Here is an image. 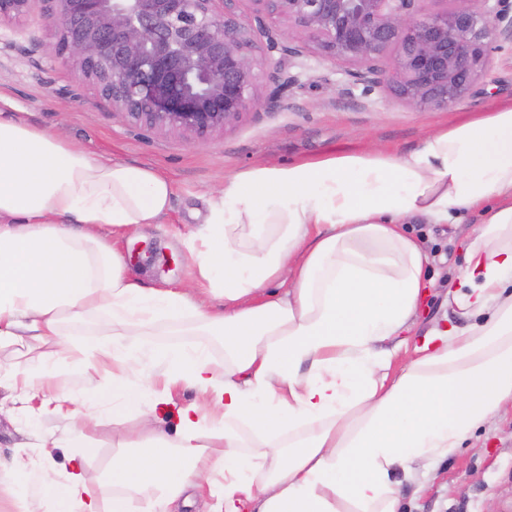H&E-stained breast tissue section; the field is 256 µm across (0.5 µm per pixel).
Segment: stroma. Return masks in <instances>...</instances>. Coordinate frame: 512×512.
<instances>
[{
  "label": "stroma",
  "instance_id": "1",
  "mask_svg": "<svg viewBox=\"0 0 512 512\" xmlns=\"http://www.w3.org/2000/svg\"><path fill=\"white\" fill-rule=\"evenodd\" d=\"M54 41L39 17L14 28L0 29V111L41 129L65 135L96 157L149 164L173 184L171 208L162 222L115 233L113 240L131 274L142 276L150 288L188 287L192 264L183 243L186 228L200 223L203 197L222 188L228 173L256 164H291L329 153L362 152L377 148L408 153L424 137L444 126L475 118L500 102L512 101V52L496 53L488 71L469 97L445 110L410 107L389 90L363 95L345 65L304 53L289 69L297 81L280 89L272 68H264L258 94L275 98L274 109L257 107L234 127L192 143L173 133H154L129 125L111 104L68 66L53 58ZM482 216L461 214L455 224H411L407 230L430 256L427 294L404 338L421 344L436 327L460 324L448 304V284L463 262L465 242L474 237ZM137 344L206 346L223 362L218 337L202 335L191 318L164 319L136 336ZM108 380L83 364L65 361L53 366L37 395L58 396L69 409L93 416L97 427L87 448H59L46 472L53 479L83 458V475L90 495L111 498L107 478L112 456L134 427L130 412L113 414L98 402ZM67 421L51 411L16 402L14 411L0 415V456L34 444L35 434H63ZM402 512H512V401L469 436L452 457L431 464L414 483L401 488Z\"/></svg>",
  "mask_w": 512,
  "mask_h": 512
}]
</instances>
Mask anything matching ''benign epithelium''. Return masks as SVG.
Here are the masks:
<instances>
[{
	"label": "benign epithelium",
	"mask_w": 512,
	"mask_h": 512,
	"mask_svg": "<svg viewBox=\"0 0 512 512\" xmlns=\"http://www.w3.org/2000/svg\"><path fill=\"white\" fill-rule=\"evenodd\" d=\"M0 0V27L40 12L55 56L130 125L204 141L259 104L264 64L282 88L290 33L351 73L362 92L386 87L404 103L446 110L471 93L495 52L512 49L503 0ZM281 57L273 59L274 52Z\"/></svg>",
	"instance_id": "1"
}]
</instances>
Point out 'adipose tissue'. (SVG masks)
Here are the masks:
<instances>
[{"instance_id": "1", "label": "adipose tissue", "mask_w": 512, "mask_h": 512, "mask_svg": "<svg viewBox=\"0 0 512 512\" xmlns=\"http://www.w3.org/2000/svg\"><path fill=\"white\" fill-rule=\"evenodd\" d=\"M170 180L148 165L104 161L62 136L0 115V345L16 359H75L111 375L103 399L138 409L128 450L113 455L116 492L88 494L81 471L34 477L16 455L0 472L33 483L53 512H165L193 487L224 485L211 512H398L400 478L448 457L512 397V103L428 134L411 153L330 154L226 175L184 239L197 284L145 287L102 235L160 223ZM483 213L448 300L469 326L433 330L398 373L387 340L413 323L427 253L404 231ZM193 314L221 337L148 352L71 345L64 320L95 315L113 335ZM162 385L141 407L138 381ZM175 438L155 426L172 387Z\"/></svg>"}]
</instances>
